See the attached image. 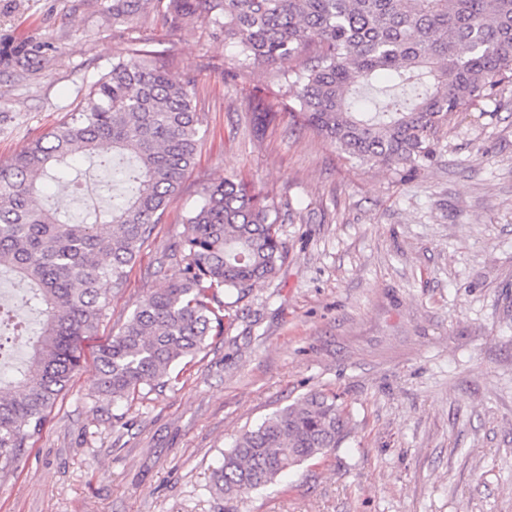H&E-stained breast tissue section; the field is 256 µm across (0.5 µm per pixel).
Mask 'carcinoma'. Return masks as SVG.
Returning a JSON list of instances; mask_svg holds the SVG:
<instances>
[{
  "instance_id": "carcinoma-1",
  "label": "carcinoma",
  "mask_w": 512,
  "mask_h": 512,
  "mask_svg": "<svg viewBox=\"0 0 512 512\" xmlns=\"http://www.w3.org/2000/svg\"><path fill=\"white\" fill-rule=\"evenodd\" d=\"M151 0H112V21ZM209 21L237 49L239 70L281 69L305 58L289 89L303 124L362 163L411 172L465 103L512 82V0H168L165 28ZM257 129L277 123L272 103L248 102ZM203 118L195 79L176 81L145 50L119 55L78 106L42 137L0 161V275L27 288L20 307L40 319L30 355L0 384V471L12 467L81 367V342L97 335L121 288L195 164ZM112 171L105 210L74 222L44 188L83 191L80 164ZM274 198L234 175L208 186L183 219L167 258L180 276L150 293L97 352L101 399L119 405L162 388L172 370L223 325L220 295L244 297L287 256ZM17 313L0 310V354ZM348 415L335 395L309 393L243 431L213 470L227 500L276 482L286 470L341 444Z\"/></svg>"
}]
</instances>
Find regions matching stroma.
Instances as JSON below:
<instances>
[{
    "label": "stroma",
    "instance_id": "1",
    "mask_svg": "<svg viewBox=\"0 0 512 512\" xmlns=\"http://www.w3.org/2000/svg\"><path fill=\"white\" fill-rule=\"evenodd\" d=\"M0 160L72 111L130 48L193 76L203 141L40 434L0 473V512H512V85L453 114L414 172L345 159L304 127L273 71L239 73L207 23L168 34L112 0H0ZM282 118L253 127L250 97ZM278 203L275 277L223 294L225 319L165 387L112 407L94 353L179 275L163 256L212 182ZM312 391L345 436L227 503L213 469L236 436Z\"/></svg>",
    "mask_w": 512,
    "mask_h": 512
}]
</instances>
